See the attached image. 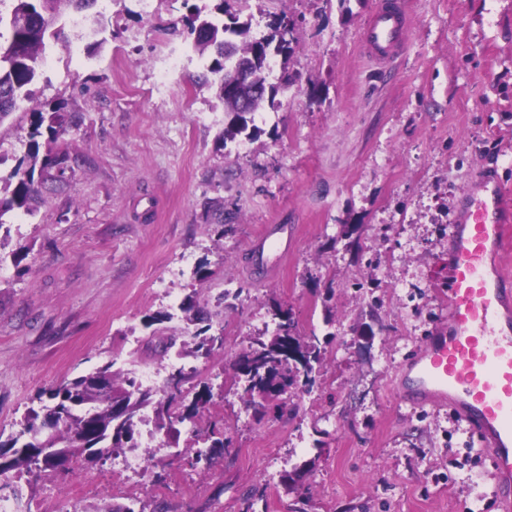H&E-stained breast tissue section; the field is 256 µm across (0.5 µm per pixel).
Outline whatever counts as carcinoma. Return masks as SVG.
<instances>
[{
  "mask_svg": "<svg viewBox=\"0 0 512 512\" xmlns=\"http://www.w3.org/2000/svg\"><path fill=\"white\" fill-rule=\"evenodd\" d=\"M97 3L98 0H0V27L9 32L0 51V123L23 103L33 101L45 38L59 36L53 30L57 20L66 13L84 17ZM188 32L194 36L197 54L212 57L208 73L196 76V81L208 84V74L219 76L218 95L224 111L236 112L240 99L247 96L251 112L255 113L263 108L266 98H274L278 91L274 84L269 86L267 97L255 96L247 87L233 95L224 92V79L244 63L263 70V79H268L271 52L258 57L254 51L262 42L271 47L272 40L252 36L250 22L234 17L225 24L215 17L201 16L197 10L188 17ZM31 116L33 140L42 136L44 128L54 138L80 121V117H69L60 108L47 117L42 112H33ZM71 163H78V158L49 152L39 156L38 143H33L26 160L12 174L13 188L0 187V217L14 210L33 211L41 201L44 183L57 180L51 170L61 171ZM274 316L278 322L272 336L267 340L254 339L235 368V376L248 378L247 406L256 414L264 413V401L279 397L288 389L310 392L314 365L321 361L318 337L297 336L286 311L278 309ZM290 347L308 363L309 369L302 372L282 361ZM210 398V390L204 387L189 402L181 390L176 394L168 391L156 401L152 390L142 388L136 379L124 377L106 364L50 390L51 404L42 406L45 414L32 411L18 435L0 440V474L40 465L53 469L52 448L62 450L71 460L82 457L89 462L111 457L116 448H137L135 419L149 407L153 408L160 428L166 430L169 442L176 445L179 426L193 421ZM115 399L121 401V412L117 414L112 411Z\"/></svg>",
  "mask_w": 512,
  "mask_h": 512,
  "instance_id": "carcinoma-1",
  "label": "carcinoma"
}]
</instances>
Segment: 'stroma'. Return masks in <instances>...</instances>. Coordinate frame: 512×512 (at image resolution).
I'll return each instance as SVG.
<instances>
[{
	"label": "stroma",
	"instance_id": "35a3bbf8",
	"mask_svg": "<svg viewBox=\"0 0 512 512\" xmlns=\"http://www.w3.org/2000/svg\"><path fill=\"white\" fill-rule=\"evenodd\" d=\"M224 3L255 37L292 23L273 105L232 116L181 19ZM407 47L385 69L358 49L379 0H114L99 32L62 17L35 101L0 123V179L29 147L32 110L83 116L41 150L79 159L27 214L0 217V436L17 435L40 398L111 363L167 369L160 340H188L198 313L224 344L195 359L212 401L158 432L148 474L111 461L22 475L25 512L114 504L153 512H502L481 439L450 405L402 399V367L448 321V251L459 198L483 173L512 209V0H409ZM180 69L168 73L171 58ZM292 81L281 85L282 74ZM288 227L287 257L254 275L264 225ZM240 291L224 307V290ZM288 311L318 336L311 392L246 409L233 366ZM156 312L170 321L147 326ZM227 441L207 471L195 449ZM295 474L285 487L282 473ZM162 482H154V475Z\"/></svg>",
	"mask_w": 512,
	"mask_h": 512
}]
</instances>
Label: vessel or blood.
I'll return each mask as SVG.
<instances>
[{"label": "vessel or blood", "mask_w": 512, "mask_h": 512, "mask_svg": "<svg viewBox=\"0 0 512 512\" xmlns=\"http://www.w3.org/2000/svg\"><path fill=\"white\" fill-rule=\"evenodd\" d=\"M407 0H380L359 36L364 56L384 65L406 47ZM499 184L469 196L449 250L448 326L408 359L404 379L415 405L454 403L484 438L493 467L512 479V282L494 265L506 221ZM285 225L266 227L248 267L268 272V251H287Z\"/></svg>", "instance_id": "1"}]
</instances>
